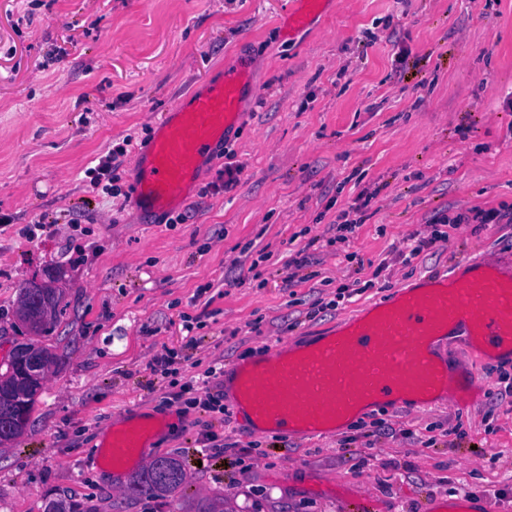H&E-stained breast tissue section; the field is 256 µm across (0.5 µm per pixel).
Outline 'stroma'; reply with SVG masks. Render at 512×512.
Listing matches in <instances>:
<instances>
[{"instance_id": "35a3bbf8", "label": "stroma", "mask_w": 512, "mask_h": 512, "mask_svg": "<svg viewBox=\"0 0 512 512\" xmlns=\"http://www.w3.org/2000/svg\"><path fill=\"white\" fill-rule=\"evenodd\" d=\"M291 0H0V357L30 342L19 290L51 278L59 359L25 433L0 444V512H422L464 498L512 512V360L440 349L482 383L471 406H384L324 435L265 434L235 411L188 409L151 360L230 402L225 373L339 326L431 272L512 250L511 224H460L410 259L445 212L512 207V0H327L287 38ZM397 42H389L390 32ZM255 94L229 136L238 186L206 166L190 219L148 220L89 192L87 169L126 135L149 142L183 94L228 62ZM364 221L337 239L342 212ZM80 219L70 231L69 219ZM53 232L29 236L32 221ZM269 253L253 276L242 258ZM301 257L302 268L287 261ZM373 281L337 302L340 286ZM198 319L193 332L184 317ZM222 375L200 384L203 371ZM159 427L147 460L186 464L176 504L125 493L93 464L120 422Z\"/></svg>"}]
</instances>
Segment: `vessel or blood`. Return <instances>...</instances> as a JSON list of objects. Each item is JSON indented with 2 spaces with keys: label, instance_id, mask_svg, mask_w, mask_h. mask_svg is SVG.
Segmentation results:
<instances>
[{
  "label": "vessel or blood",
  "instance_id": "b4317fda",
  "mask_svg": "<svg viewBox=\"0 0 512 512\" xmlns=\"http://www.w3.org/2000/svg\"><path fill=\"white\" fill-rule=\"evenodd\" d=\"M322 2L296 0L289 35L301 32ZM250 83L249 70L235 62L184 94L137 152L134 209L153 218L187 198L204 162L214 160L229 130L241 122ZM455 325L465 327L471 350L484 359L512 357V252L473 262L467 278L427 275L338 329L238 366L232 406L247 410L260 432L308 436L333 431L340 420L379 401H467L479 387L475 371L465 365L447 371L431 349ZM154 428L147 420L112 430L95 463L117 470L142 464Z\"/></svg>",
  "mask_w": 512,
  "mask_h": 512
}]
</instances>
